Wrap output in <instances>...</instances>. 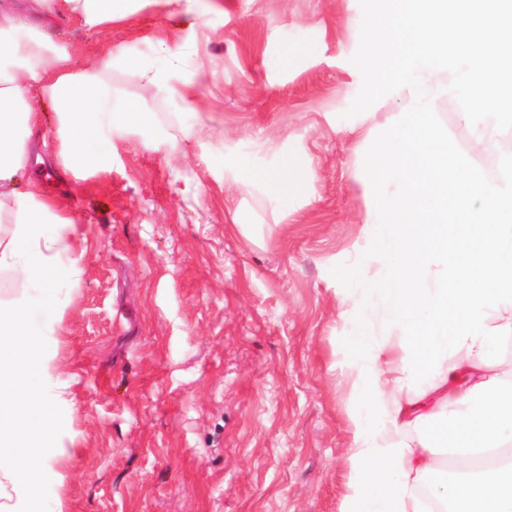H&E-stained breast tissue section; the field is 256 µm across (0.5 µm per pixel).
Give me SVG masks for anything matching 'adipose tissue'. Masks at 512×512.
<instances>
[{"label":"adipose tissue","mask_w":512,"mask_h":512,"mask_svg":"<svg viewBox=\"0 0 512 512\" xmlns=\"http://www.w3.org/2000/svg\"><path fill=\"white\" fill-rule=\"evenodd\" d=\"M147 2L33 0L28 13L0 6V273L26 288L22 300L0 302V512H62V446L54 427L63 390L46 383V341L74 269L73 220L62 202L24 175L43 138L36 104L54 107L63 170L105 171L115 130L157 132L115 90L114 70L185 103L197 90L183 74L181 55L165 46L140 59L111 52L99 64L78 66L42 18L62 11L94 28ZM233 170L286 200L279 169H257L249 149L240 148ZM401 337L400 327H392L374 362L344 372L351 441L342 512H512V349L493 366L461 349L419 395L402 370Z\"/></svg>","instance_id":"adipose-tissue-1"}]
</instances>
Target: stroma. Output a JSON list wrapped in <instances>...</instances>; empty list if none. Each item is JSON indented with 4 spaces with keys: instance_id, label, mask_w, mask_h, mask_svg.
Instances as JSON below:
<instances>
[{
    "instance_id": "obj_1",
    "label": "stroma",
    "mask_w": 512,
    "mask_h": 512,
    "mask_svg": "<svg viewBox=\"0 0 512 512\" xmlns=\"http://www.w3.org/2000/svg\"><path fill=\"white\" fill-rule=\"evenodd\" d=\"M170 0L52 35L78 65L108 51L180 52L204 80L190 125L177 98L112 74L166 135L116 133L112 166L60 177L48 113L27 177L64 200L76 273L48 343L67 385L57 435L64 512H340L351 433L334 266L356 252L369 198L357 140L336 128L353 95L359 0ZM249 145L282 162L288 200L238 183ZM243 224L262 236L248 241Z\"/></svg>"
}]
</instances>
